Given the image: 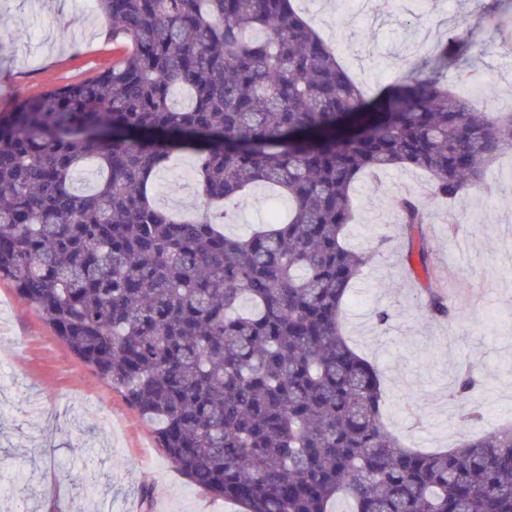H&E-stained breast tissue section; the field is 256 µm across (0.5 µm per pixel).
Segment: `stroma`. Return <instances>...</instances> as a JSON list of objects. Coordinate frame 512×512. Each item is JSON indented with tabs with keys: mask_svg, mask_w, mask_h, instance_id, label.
I'll return each mask as SVG.
<instances>
[{
	"mask_svg": "<svg viewBox=\"0 0 512 512\" xmlns=\"http://www.w3.org/2000/svg\"><path fill=\"white\" fill-rule=\"evenodd\" d=\"M296 8L339 54L367 93L395 82L418 52L415 32L452 23L486 44L444 74L466 91L490 80L478 106L512 112V64L493 41L483 16L507 11L491 0H295ZM99 12L78 0H0V115L24 99L111 69L124 52L112 43ZM195 158L176 155L155 187L158 204L179 209L196 195L182 168ZM486 191L454 202L428 195L424 175L390 169L366 175L354 192L349 242L367 263L342 309L344 332L377 366L385 414L411 446L453 448L462 438L450 391L461 364L477 381L482 415L471 434L512 423V256L501 247L512 233V154L488 164ZM414 192L426 221L402 224L395 202ZM271 209L258 187L235 208L226 233H247ZM443 298L451 318L427 315L428 295ZM388 311L379 325L376 316ZM0 366L10 383L0 394V474L30 476L24 512H97L114 503L123 512H241L238 503L193 486L159 448L155 425L130 409L121 394L53 334L40 315L0 280Z\"/></svg>",
	"mask_w": 512,
	"mask_h": 512,
	"instance_id": "35a3bbf8",
	"label": "stroma"
}]
</instances>
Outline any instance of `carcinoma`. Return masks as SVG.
I'll list each match as a JSON object with an SVG mask.
<instances>
[{"label": "carcinoma", "instance_id": "carcinoma-1", "mask_svg": "<svg viewBox=\"0 0 512 512\" xmlns=\"http://www.w3.org/2000/svg\"><path fill=\"white\" fill-rule=\"evenodd\" d=\"M127 51L0 118V278L126 404L193 485L244 512H512V425L425 453L383 415L378 369L343 332L366 256L345 243L366 171L483 189L512 149L486 112L414 71L367 97L292 0H95ZM464 34L438 44L454 53ZM181 91L188 104L176 108ZM206 206L288 200L246 236L229 210L154 200L173 155ZM403 224H423L415 197ZM476 379L452 396L480 419Z\"/></svg>", "mask_w": 512, "mask_h": 512}]
</instances>
